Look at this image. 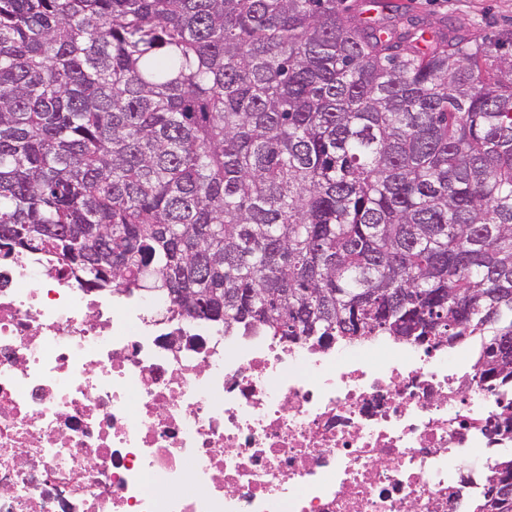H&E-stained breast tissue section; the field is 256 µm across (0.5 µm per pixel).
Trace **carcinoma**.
<instances>
[{"mask_svg":"<svg viewBox=\"0 0 512 512\" xmlns=\"http://www.w3.org/2000/svg\"><path fill=\"white\" fill-rule=\"evenodd\" d=\"M339 2L0 0V251L226 334L478 336L512 385V29Z\"/></svg>","mask_w":512,"mask_h":512,"instance_id":"obj_1","label":"carcinoma"}]
</instances>
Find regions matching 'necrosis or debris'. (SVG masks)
<instances>
[{
    "mask_svg": "<svg viewBox=\"0 0 512 512\" xmlns=\"http://www.w3.org/2000/svg\"><path fill=\"white\" fill-rule=\"evenodd\" d=\"M509 404L463 345L227 336L0 255V512H470Z\"/></svg>",
    "mask_w": 512,
    "mask_h": 512,
    "instance_id": "obj_1",
    "label": "necrosis or debris"
}]
</instances>
